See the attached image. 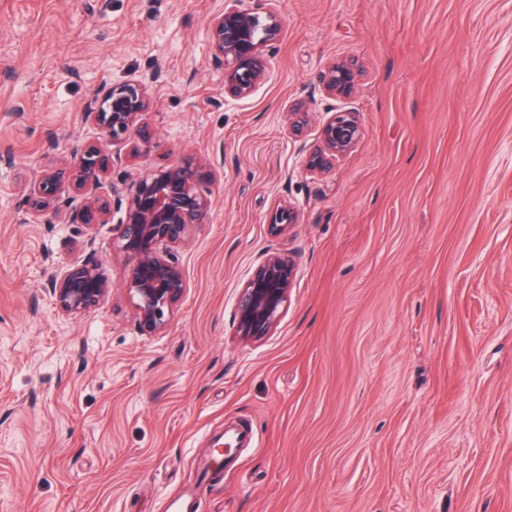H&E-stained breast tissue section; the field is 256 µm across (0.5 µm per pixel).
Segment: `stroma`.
Instances as JSON below:
<instances>
[{
  "label": "stroma",
  "mask_w": 512,
  "mask_h": 512,
  "mask_svg": "<svg viewBox=\"0 0 512 512\" xmlns=\"http://www.w3.org/2000/svg\"><path fill=\"white\" fill-rule=\"evenodd\" d=\"M274 6L268 75L232 101L209 49L224 0H0V512H166L184 491L198 512H512V0ZM334 58L360 65L345 99L322 91ZM126 80L149 85L157 139L113 182L214 160L212 212L175 253L187 290L152 336L119 209L24 219L37 171L102 142L85 100ZM341 111L357 144L306 173ZM283 201L298 220L275 235ZM273 251L296 276L247 341L237 302ZM87 256L111 293L62 316L51 277ZM231 424L257 447L200 481Z\"/></svg>",
  "instance_id": "35a3bbf8"
}]
</instances>
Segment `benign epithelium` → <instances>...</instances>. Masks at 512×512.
<instances>
[{"label": "benign epithelium", "mask_w": 512, "mask_h": 512, "mask_svg": "<svg viewBox=\"0 0 512 512\" xmlns=\"http://www.w3.org/2000/svg\"><path fill=\"white\" fill-rule=\"evenodd\" d=\"M273 0H224V10L209 20L213 59L224 65V97H250L269 69L267 48L281 34ZM359 70L352 60L329 62L322 75L323 92L334 98L350 96ZM150 87L138 80L112 84L102 97L89 99L85 115L105 133L112 146H125L129 156H146L155 145L156 131L150 117ZM292 135L307 126V113L298 106L288 113ZM361 127L353 112L328 117L318 131V145L303 160L304 170L321 173L336 158L350 152ZM121 154L102 144L75 146L52 170L34 175L29 187L30 216L47 224H104L114 197H125L118 248L131 269L126 288L142 332L152 335L167 325L171 309L183 297L187 283L174 252L187 240L190 229L204 224L213 200L200 188L213 177L210 161L189 156L181 162L146 172L123 191L110 183L102 191ZM297 210L290 204L274 209L268 219L273 233L296 223ZM295 278L293 261L269 253L245 281L237 306L236 335L260 339L270 333L282 315ZM56 310L79 317L97 307L110 293L111 283L102 266L90 260H74L57 268L52 280Z\"/></svg>", "instance_id": "benign-epithelium-1"}]
</instances>
